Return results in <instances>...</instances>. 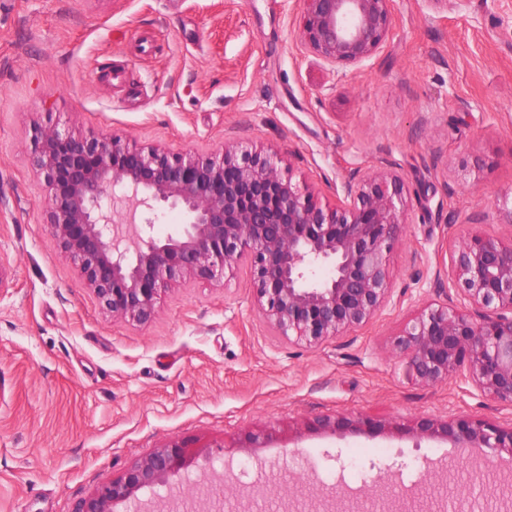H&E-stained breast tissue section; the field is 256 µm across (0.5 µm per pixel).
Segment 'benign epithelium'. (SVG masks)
Segmentation results:
<instances>
[{
  "label": "benign epithelium",
  "instance_id": "1",
  "mask_svg": "<svg viewBox=\"0 0 512 512\" xmlns=\"http://www.w3.org/2000/svg\"><path fill=\"white\" fill-rule=\"evenodd\" d=\"M303 2L299 40L330 64L361 62L388 37L392 0ZM31 165L46 183L52 243L114 319L146 322L167 288L222 279L242 259L250 263L262 317L280 336L310 346L360 327L389 297L387 256L405 223L398 174L350 182L346 201L328 208L283 178L271 155L173 154L57 128L37 131ZM165 211L178 212L183 222L161 237L155 224ZM451 266L477 314L430 306L394 337L391 351L422 385L463 375L493 400L512 404V241L472 233L453 249ZM322 268L328 273L319 278ZM315 425L382 430L368 417L326 416ZM413 431L454 448L512 457V426L487 419L421 417ZM190 457L189 447L170 440L96 488L76 512H120L139 491L167 487ZM397 510L441 506L421 486Z\"/></svg>",
  "mask_w": 512,
  "mask_h": 512
}]
</instances>
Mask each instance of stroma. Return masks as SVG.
<instances>
[{
    "label": "stroma",
    "instance_id": "1",
    "mask_svg": "<svg viewBox=\"0 0 512 512\" xmlns=\"http://www.w3.org/2000/svg\"><path fill=\"white\" fill-rule=\"evenodd\" d=\"M303 11L301 0H0V512H75L172 439L198 455L167 503L196 512L215 482L224 512L242 506L238 482L259 479L269 488L248 512H283L309 479L366 500L425 478L464 512L512 486V459L409 432L420 416L507 426L512 405L458 376L422 386L390 350L428 305L461 306L454 245L472 231L512 237V0H393L383 46L337 66L299 42ZM41 127L271 154L329 206L349 180L397 172L407 222L388 257L390 299L309 347L258 314L241 261L223 283L166 290L147 323L114 319L50 241L29 163ZM336 415L384 429H316ZM261 430L265 447H241ZM328 453L341 459L320 469ZM373 462L403 475L376 483Z\"/></svg>",
    "mask_w": 512,
    "mask_h": 512
}]
</instances>
